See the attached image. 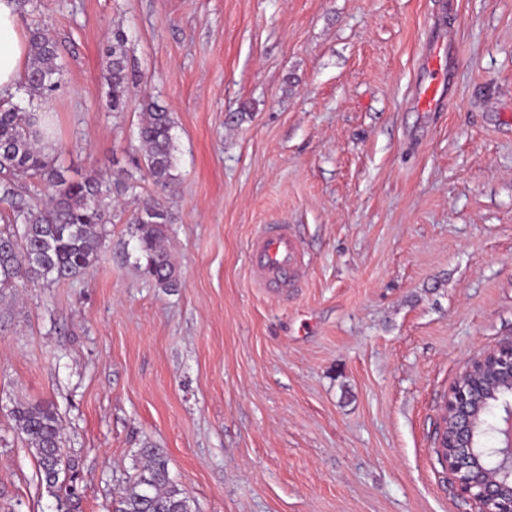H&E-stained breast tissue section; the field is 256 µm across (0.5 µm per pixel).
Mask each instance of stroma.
<instances>
[{"instance_id": "stroma-1", "label": "stroma", "mask_w": 512, "mask_h": 512, "mask_svg": "<svg viewBox=\"0 0 512 512\" xmlns=\"http://www.w3.org/2000/svg\"><path fill=\"white\" fill-rule=\"evenodd\" d=\"M21 17L64 48L47 107L69 179L131 168L144 103L171 112L181 286L136 264L141 170L87 274L0 300V512H55L10 415L44 400L79 512H108L146 443L197 512H471L433 428L466 360L512 338V0H24ZM118 28L138 74L121 112ZM261 224L298 225L302 287L255 285ZM126 41V34L122 29L118 28L113 31L108 62V85L109 105L115 112L124 110L130 84L134 83L136 77L129 67ZM429 67L430 81L427 85L420 88L418 100L419 104H421L425 110L432 111L436 110L441 102V94L439 93L441 82L439 81V74L435 68L434 59Z\"/></svg>"}]
</instances>
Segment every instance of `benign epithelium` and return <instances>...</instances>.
Wrapping results in <instances>:
<instances>
[{"label": "benign epithelium", "mask_w": 512, "mask_h": 512, "mask_svg": "<svg viewBox=\"0 0 512 512\" xmlns=\"http://www.w3.org/2000/svg\"><path fill=\"white\" fill-rule=\"evenodd\" d=\"M495 375L512 379V338L470 359L449 385L438 428L437 457L458 495L473 512H512V403L503 405L505 427L493 432L503 436L492 452L502 456V467L491 471L474 451L478 402L468 383H481Z\"/></svg>", "instance_id": "7a95c632"}]
</instances>
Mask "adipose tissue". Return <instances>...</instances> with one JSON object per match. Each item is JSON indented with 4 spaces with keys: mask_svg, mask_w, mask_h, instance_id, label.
Returning <instances> with one entry per match:
<instances>
[{
    "mask_svg": "<svg viewBox=\"0 0 512 512\" xmlns=\"http://www.w3.org/2000/svg\"><path fill=\"white\" fill-rule=\"evenodd\" d=\"M29 60V33L16 0H0V97L18 90Z\"/></svg>",
    "mask_w": 512,
    "mask_h": 512,
    "instance_id": "ef3b65f1",
    "label": "adipose tissue"
}]
</instances>
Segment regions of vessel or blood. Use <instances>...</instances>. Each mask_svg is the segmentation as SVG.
<instances>
[{
    "label": "vessel or blood",
    "instance_id": "obj_1",
    "mask_svg": "<svg viewBox=\"0 0 512 512\" xmlns=\"http://www.w3.org/2000/svg\"><path fill=\"white\" fill-rule=\"evenodd\" d=\"M430 81L421 87L418 100L428 111L441 102L437 70H430ZM307 247L289 224H262L248 245V260L258 287L285 291L299 287L307 274Z\"/></svg>",
    "mask_w": 512,
    "mask_h": 512
}]
</instances>
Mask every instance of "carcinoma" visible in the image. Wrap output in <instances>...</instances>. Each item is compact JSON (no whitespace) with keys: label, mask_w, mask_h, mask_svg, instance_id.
Segmentation results:
<instances>
[{"label":"carcinoma","mask_w":512,"mask_h":512,"mask_svg":"<svg viewBox=\"0 0 512 512\" xmlns=\"http://www.w3.org/2000/svg\"><path fill=\"white\" fill-rule=\"evenodd\" d=\"M125 32L112 33L108 62L109 105L124 110L135 74L129 67ZM30 65L23 88L28 109L0 99V292L25 284L59 282L84 275L104 244V226L111 223L112 197L138 188L134 172L120 170L105 180L89 175L68 179L40 146L37 118L31 108L42 106L63 76V50L43 28L30 30ZM171 113L151 101L145 105L137 138L148 177L160 192L179 179ZM50 191L44 206L33 201L22 182ZM173 216L161 196L140 201L133 217L139 265L156 287L180 286L179 275L164 247ZM14 429L33 450L39 480L56 499V512H74L76 489L61 480L72 469L64 456L61 420L53 403H18L12 410ZM143 464L129 476L111 512H195L192 501L170 477L166 453L151 445L140 449Z\"/></svg>","instance_id":"1"}]
</instances>
